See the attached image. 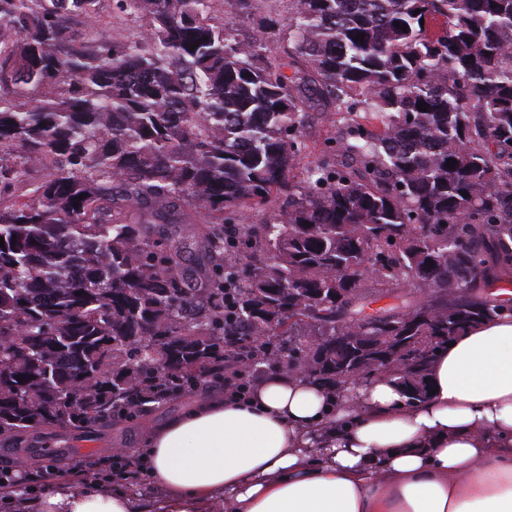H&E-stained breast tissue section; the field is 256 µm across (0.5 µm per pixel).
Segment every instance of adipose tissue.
<instances>
[{"label":"adipose tissue","mask_w":512,"mask_h":512,"mask_svg":"<svg viewBox=\"0 0 512 512\" xmlns=\"http://www.w3.org/2000/svg\"><path fill=\"white\" fill-rule=\"evenodd\" d=\"M433 393L386 374L338 392L279 370L247 401L216 397L146 440V504L87 481L31 512H512V315L443 345Z\"/></svg>","instance_id":"1"}]
</instances>
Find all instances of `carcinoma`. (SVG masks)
<instances>
[{
	"mask_svg": "<svg viewBox=\"0 0 512 512\" xmlns=\"http://www.w3.org/2000/svg\"><path fill=\"white\" fill-rule=\"evenodd\" d=\"M215 2L115 0L118 40L101 0H0V449L93 442L243 357L419 401L512 313V0H288L290 76L272 10ZM308 92L351 123L292 183Z\"/></svg>",
	"mask_w": 512,
	"mask_h": 512,
	"instance_id": "obj_1",
	"label": "carcinoma"
}]
</instances>
